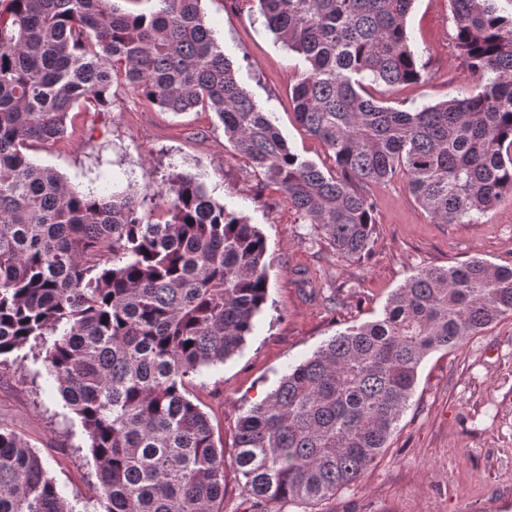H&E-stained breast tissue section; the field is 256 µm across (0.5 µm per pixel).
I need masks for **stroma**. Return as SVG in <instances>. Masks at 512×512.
Returning a JSON list of instances; mask_svg holds the SVG:
<instances>
[{
    "mask_svg": "<svg viewBox=\"0 0 512 512\" xmlns=\"http://www.w3.org/2000/svg\"><path fill=\"white\" fill-rule=\"evenodd\" d=\"M208 27L240 84L272 118L289 146L325 174L340 170L332 152L297 122L290 92L303 70L297 54L273 42L256 0H201ZM425 67L421 82L379 85L375 95L409 109L468 91L474 78L453 42L448 0H415L407 18ZM38 165L73 187L98 193L161 184L169 174L203 182L218 202L237 209L267 242L268 298L241 351L203 369L188 396L210 421L223 448V512H253L231 461L240 417L280 377L346 327L377 319L391 294L419 269L475 257L512 264V201L473 215L467 224L434 222L406 177L369 186L377 231L369 258L335 252L277 188L237 155L211 112L174 114L149 106L120 83L112 107H79L54 143L33 144ZM305 270L320 290L296 280ZM13 430L42 458L68 501L95 497L98 480L79 420L65 407L41 361L0 362V427ZM269 512H512V318L461 348L430 353L388 446L357 484L311 508L272 503Z\"/></svg>",
    "mask_w": 512,
    "mask_h": 512,
    "instance_id": "obj_1",
    "label": "stroma"
}]
</instances>
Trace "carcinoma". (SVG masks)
<instances>
[{
	"label": "carcinoma",
	"mask_w": 512,
	"mask_h": 512,
	"mask_svg": "<svg viewBox=\"0 0 512 512\" xmlns=\"http://www.w3.org/2000/svg\"><path fill=\"white\" fill-rule=\"evenodd\" d=\"M302 57L297 121L334 155L328 177L292 150L216 43L200 0H0V357L26 346L89 440L99 482L78 511L38 453L0 427V512H221L224 451L186 383L243 346L267 302L266 241L197 179L84 193L26 150L123 82L165 112L215 113L238 155L336 252L372 250L371 184L399 174L428 215L463 224L512 199V14L449 0L468 95L402 110L375 85L418 82L415 0H257ZM512 316V267H426L381 316L326 341L240 419L233 466L257 509L317 505L387 447L434 351Z\"/></svg>",
	"instance_id": "obj_1"
}]
</instances>
